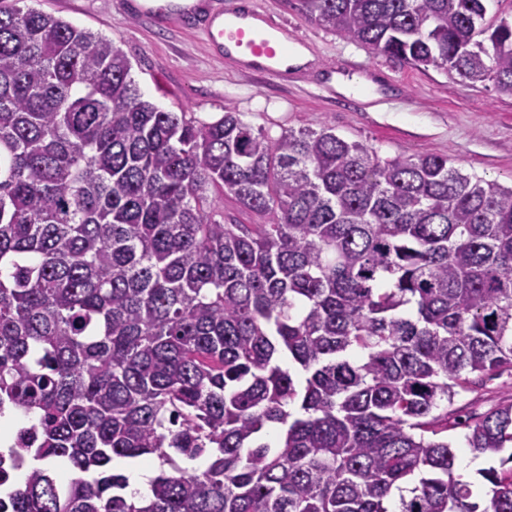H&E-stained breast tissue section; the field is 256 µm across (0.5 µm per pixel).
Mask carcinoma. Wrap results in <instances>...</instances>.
<instances>
[{
    "instance_id": "carcinoma-1",
    "label": "carcinoma",
    "mask_w": 512,
    "mask_h": 512,
    "mask_svg": "<svg viewBox=\"0 0 512 512\" xmlns=\"http://www.w3.org/2000/svg\"><path fill=\"white\" fill-rule=\"evenodd\" d=\"M0 8V512H512V185L333 127L165 112L112 39ZM487 0H298L343 38L512 91ZM263 224L224 223V195ZM278 432L267 441L270 429ZM116 458L154 459L128 492ZM511 399L512 375L506 371L501 376L487 380L482 386L477 385L459 392L454 398L453 405L448 406V410H453L456 419L464 420L468 415L486 413L496 405ZM468 430L463 428L461 425H456L454 429L448 431V442L452 444V446L456 449L457 453V459H456V472L463 469L465 460L468 458V456H472L471 460H475L470 463L468 469L473 470L478 468L479 461L478 459H481L483 463V468H488L492 465H495L494 461L484 457V456H475L472 454L469 450L467 445V435ZM465 448H467L469 451H467ZM476 458V459H475ZM129 476V491L146 492L154 475L153 461L141 462L140 466L126 473Z\"/></svg>"
}]
</instances>
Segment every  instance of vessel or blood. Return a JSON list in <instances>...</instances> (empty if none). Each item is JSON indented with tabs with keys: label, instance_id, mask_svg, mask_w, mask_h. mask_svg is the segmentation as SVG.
Listing matches in <instances>:
<instances>
[{
	"label": "vessel or blood",
	"instance_id": "1",
	"mask_svg": "<svg viewBox=\"0 0 512 512\" xmlns=\"http://www.w3.org/2000/svg\"><path fill=\"white\" fill-rule=\"evenodd\" d=\"M132 5L143 18L177 25L193 22L209 47L248 74L278 78L288 70L275 25L266 22L252 0H229L218 11L209 9L206 0H132Z\"/></svg>",
	"mask_w": 512,
	"mask_h": 512
}]
</instances>
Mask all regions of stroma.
<instances>
[{"label":"stroma","mask_w":512,"mask_h":512,"mask_svg":"<svg viewBox=\"0 0 512 512\" xmlns=\"http://www.w3.org/2000/svg\"><path fill=\"white\" fill-rule=\"evenodd\" d=\"M39 4L111 38L128 56L144 99L160 110L207 118L230 107L274 136L326 124L384 157L446 155L466 172L512 184V92L372 52L319 25L293 0H257L285 24L289 48L308 55L294 75L267 81L216 57L201 31L131 17L122 0ZM511 399L512 374L506 372L459 392L452 410L459 420Z\"/></svg>","instance_id":"stroma-1"}]
</instances>
